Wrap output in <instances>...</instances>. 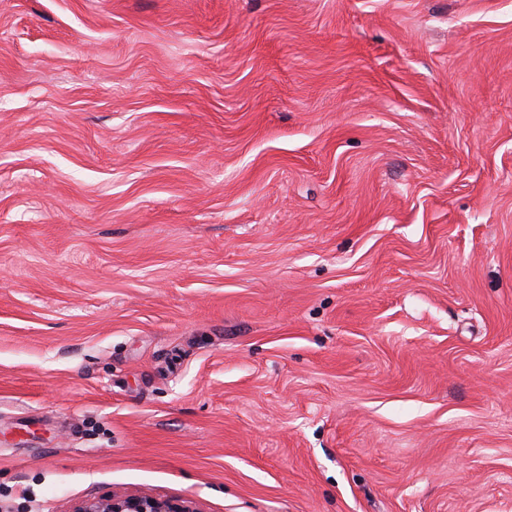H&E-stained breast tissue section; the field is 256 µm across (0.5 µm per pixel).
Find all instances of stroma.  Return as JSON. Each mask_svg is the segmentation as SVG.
Listing matches in <instances>:
<instances>
[{"label":"stroma","instance_id":"stroma-1","mask_svg":"<svg viewBox=\"0 0 512 512\" xmlns=\"http://www.w3.org/2000/svg\"><path fill=\"white\" fill-rule=\"evenodd\" d=\"M512 512V0H0V512ZM71 512H200L189 503H172L142 493L134 496H107L84 499Z\"/></svg>","mask_w":512,"mask_h":512}]
</instances>
